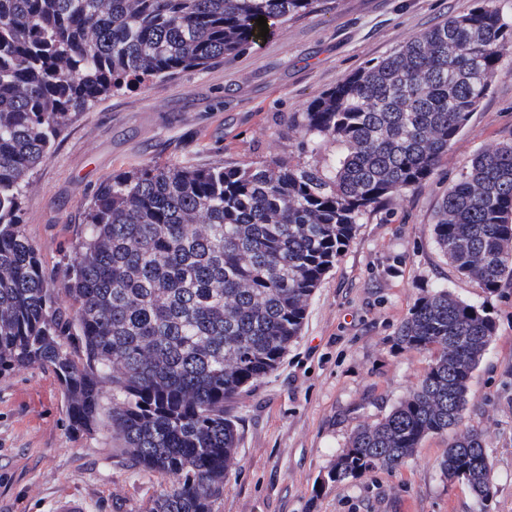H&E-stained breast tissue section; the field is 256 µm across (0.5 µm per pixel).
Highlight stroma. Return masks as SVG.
Instances as JSON below:
<instances>
[{
    "label": "stroma",
    "instance_id": "obj_1",
    "mask_svg": "<svg viewBox=\"0 0 512 512\" xmlns=\"http://www.w3.org/2000/svg\"><path fill=\"white\" fill-rule=\"evenodd\" d=\"M472 0H328L234 59L103 97L83 112L30 178L26 232L57 267L103 181L149 161L199 166L272 159L327 163L336 148L307 142L290 120L346 76L398 50ZM512 137V47L488 95L422 186L365 216L316 290L302 333L279 368L231 403L237 464L217 512H473L474 498L438 462L449 436L424 439L407 462L316 492L358 425L387 415L418 385L427 354L396 333L416 300L444 287L486 306L496 333L470 382L496 493L487 512H512V280L495 293L459 275L431 226L443 194L481 151ZM171 477L131 465L107 431L68 429L54 375L0 377V512H51L77 495L91 512H146Z\"/></svg>",
    "mask_w": 512,
    "mask_h": 512
}]
</instances>
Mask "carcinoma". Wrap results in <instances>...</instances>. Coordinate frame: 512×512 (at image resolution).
<instances>
[{
  "mask_svg": "<svg viewBox=\"0 0 512 512\" xmlns=\"http://www.w3.org/2000/svg\"><path fill=\"white\" fill-rule=\"evenodd\" d=\"M320 6L0 0V376L51 370L71 432L103 426L131 465L174 477L146 512H216L236 465L229 403L276 370L357 224L434 174L488 94L512 24L474 0L309 102L294 124L338 146L327 166L148 164L112 176L56 271L22 224L29 177L99 98L231 59L258 41L259 16L272 29ZM432 234L487 292L512 276V138L448 188ZM495 331L484 305L446 289L418 298L397 332L430 355L418 387L358 426L316 489L398 466L452 431L440 471L484 507L493 467L466 418Z\"/></svg>",
  "mask_w": 512,
  "mask_h": 512,
  "instance_id": "cac0c4a2",
  "label": "carcinoma"
}]
</instances>
